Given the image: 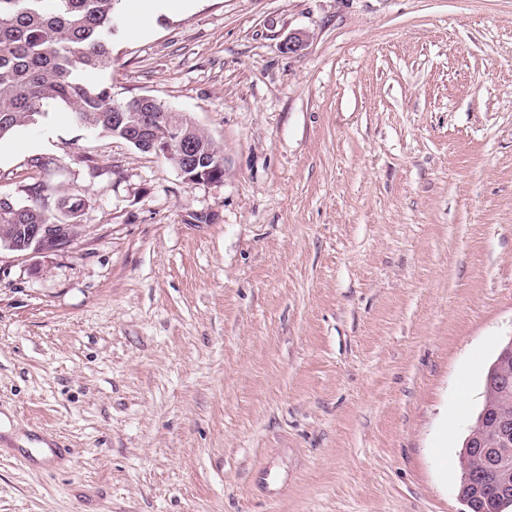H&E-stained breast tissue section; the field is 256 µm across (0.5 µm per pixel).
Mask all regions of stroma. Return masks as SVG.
<instances>
[{"instance_id": "obj_1", "label": "stroma", "mask_w": 512, "mask_h": 512, "mask_svg": "<svg viewBox=\"0 0 512 512\" xmlns=\"http://www.w3.org/2000/svg\"><path fill=\"white\" fill-rule=\"evenodd\" d=\"M85 79L224 178L56 104L0 141L1 192L86 199L68 250L0 249V512H461L512 338V0H193Z\"/></svg>"}]
</instances>
